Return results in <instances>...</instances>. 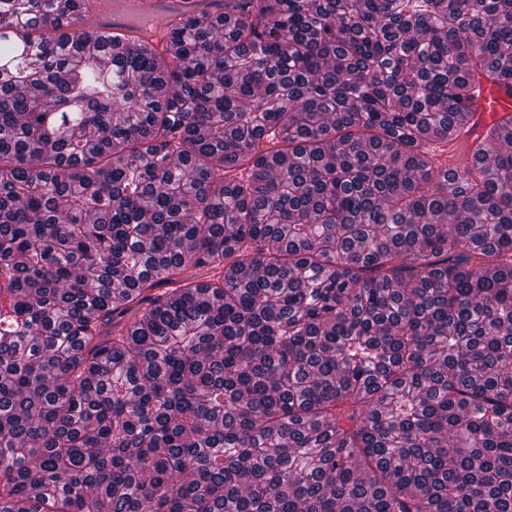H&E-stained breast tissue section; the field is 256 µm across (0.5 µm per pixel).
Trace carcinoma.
<instances>
[{
	"instance_id": "obj_1",
	"label": "carcinoma",
	"mask_w": 512,
	"mask_h": 512,
	"mask_svg": "<svg viewBox=\"0 0 512 512\" xmlns=\"http://www.w3.org/2000/svg\"><path fill=\"white\" fill-rule=\"evenodd\" d=\"M82 9L0 0V512H512V0ZM104 3L105 0H85L84 24L92 29H102L112 34V37L127 42L136 33L128 29L130 23L115 7L106 9ZM139 12L158 15L164 23H175L188 12L222 11L223 0H136ZM476 90L473 104L462 115L458 137L448 142V154L445 153L442 158L445 164L448 158V171L455 170L465 162L467 158L461 151L466 144L512 109V89L510 91L502 85H491L482 81L478 83Z\"/></svg>"
}]
</instances>
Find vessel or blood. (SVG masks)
<instances>
[{
    "label": "vessel or blood",
    "mask_w": 512,
    "mask_h": 512,
    "mask_svg": "<svg viewBox=\"0 0 512 512\" xmlns=\"http://www.w3.org/2000/svg\"><path fill=\"white\" fill-rule=\"evenodd\" d=\"M105 0H85L84 22L94 29L104 30L114 38L129 40L131 32L127 19L117 9L104 6ZM140 12L154 14L165 23L178 21L189 12L221 11L223 0H135ZM512 111V90L486 82L478 83L476 97L468 112L462 116L457 139L448 144V167L456 169L466 160L463 147L486 127Z\"/></svg>",
    "instance_id": "b4317fda"
}]
</instances>
